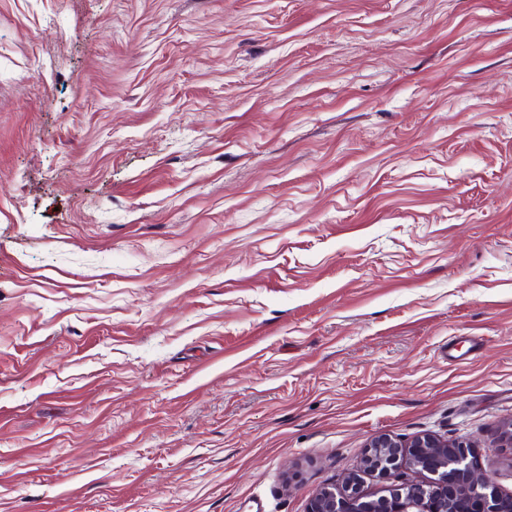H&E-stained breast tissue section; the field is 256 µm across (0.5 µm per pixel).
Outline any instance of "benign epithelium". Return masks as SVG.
Returning a JSON list of instances; mask_svg holds the SVG:
<instances>
[{"mask_svg": "<svg viewBox=\"0 0 512 512\" xmlns=\"http://www.w3.org/2000/svg\"><path fill=\"white\" fill-rule=\"evenodd\" d=\"M368 469L392 482L388 494L363 496L356 476L341 488L318 490L309 512H509L512 495L503 496L491 480L474 469L470 447L434 435H421L407 444L386 436L370 440ZM426 475L421 483L400 481L402 466Z\"/></svg>", "mask_w": 512, "mask_h": 512, "instance_id": "benign-epithelium-1", "label": "benign epithelium"}]
</instances>
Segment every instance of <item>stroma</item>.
Listing matches in <instances>:
<instances>
[{
	"label": "stroma",
	"instance_id": "stroma-1",
	"mask_svg": "<svg viewBox=\"0 0 512 512\" xmlns=\"http://www.w3.org/2000/svg\"><path fill=\"white\" fill-rule=\"evenodd\" d=\"M512 0H0V512H308L367 445L512 494Z\"/></svg>",
	"mask_w": 512,
	"mask_h": 512
}]
</instances>
